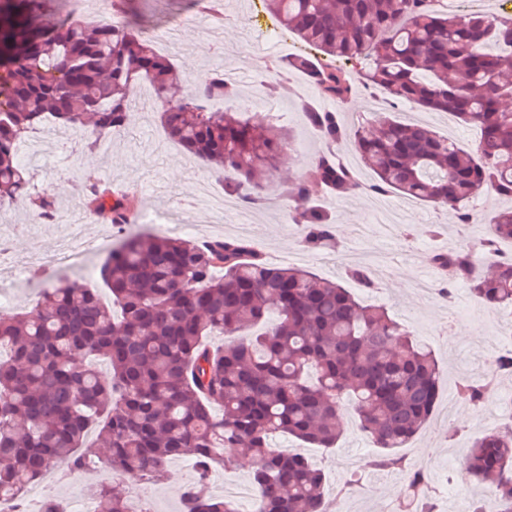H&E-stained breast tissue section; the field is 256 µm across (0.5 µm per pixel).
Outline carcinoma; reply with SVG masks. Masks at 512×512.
<instances>
[{
    "label": "carcinoma",
    "mask_w": 512,
    "mask_h": 512,
    "mask_svg": "<svg viewBox=\"0 0 512 512\" xmlns=\"http://www.w3.org/2000/svg\"><path fill=\"white\" fill-rule=\"evenodd\" d=\"M436 2L269 0L282 27L332 59L315 66L297 56L284 69L305 72L339 102L355 92L356 75L388 106L356 127L300 102L325 144L283 191L291 221L305 226L306 248L334 247L331 216L313 202L314 186L336 197L359 188L399 192L456 211L462 228L471 223L464 205L479 190L512 199V111L503 107L512 99V19L450 14ZM43 10L44 0H0V208L26 198L32 216L52 218L54 195H31L20 144L47 119L74 131L90 119L94 148L125 128L140 84L151 89L169 138L214 167L225 195L255 209L268 203L259 177L276 171L290 135L271 121L213 110L212 101L240 94L223 71L176 97L182 74L135 28H78L59 16L32 27L29 18ZM400 106L450 112L478 127L480 139L464 149L425 124L394 119ZM343 145L373 182H359L331 151ZM86 199L116 225L133 207L98 182L87 185ZM502 239H512V208L492 216L486 237L437 251L431 262L479 301L510 307L512 261L487 274L479 260ZM99 273L109 304L75 280L51 279L34 310L0 315V498H22L60 460L71 473L84 470L104 442L109 468L140 480L160 481L172 461L193 458L180 512H239L212 493L211 477L215 465L230 468L246 454L256 457L251 486L260 512H332L322 470L274 447L273 437L333 448L346 407L381 449L373 465L395 468L402 464L395 449L433 414L440 364L389 308L364 305L308 269L274 267L243 240L204 247L161 233L124 235ZM345 276L373 286L361 265ZM215 335L232 340L213 350L205 338ZM460 392L473 404L485 398L481 384L465 383ZM464 467L512 512V434L475 438ZM425 490L424 473H409L412 512H435ZM90 492L96 512H127L128 497L109 484Z\"/></svg>",
    "instance_id": "cac0c4a2"
}]
</instances>
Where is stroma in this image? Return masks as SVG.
I'll use <instances>...</instances> for the list:
<instances>
[{
	"instance_id": "1",
	"label": "stroma",
	"mask_w": 512,
	"mask_h": 512,
	"mask_svg": "<svg viewBox=\"0 0 512 512\" xmlns=\"http://www.w3.org/2000/svg\"><path fill=\"white\" fill-rule=\"evenodd\" d=\"M190 0H90L85 17L98 23L119 26L134 24L142 32L158 31L179 26L175 45H159L160 53L168 56L185 74L180 93L190 92L221 63L213 41L201 30L213 25L218 29V40L235 51L242 79L240 98L225 102L228 110L246 111L252 97L272 96L275 104L291 115L286 128L291 133L292 150L281 158L278 176L292 180L303 174L320 151L321 142L313 130L303 123L298 109L300 99H307L320 109L340 112L347 124L361 123L363 117L379 115L376 97L358 92L351 99L336 102L311 86L298 71L288 74L285 90L270 94L262 86L263 69L258 60L276 66L294 56H304L321 64L322 53L305 44L292 31L282 33L276 44L275 57H267L266 44L257 37L260 27L272 22L265 0H232L225 7L224 18L212 19L201 15L198 25L180 26V19L195 12ZM42 140L45 164L31 167L32 191L53 190L56 196V214L53 220L34 222L27 214L25 204H17L0 215V230L10 234L15 266H0V285L10 288L7 314L13 315L34 309L42 290V283L33 271L42 257L55 251L63 235L90 241L93 245L77 264L53 268L52 273L62 278L78 280L86 287L98 289L103 301L111 295L102 288L99 267L111 245L117 240V227L91 215L86 206L84 186L94 180L123 188L136 203L134 231H162L183 239L234 238L238 235L232 218L219 217L196 205L195 197L200 181L213 179V172L165 135L155 110L134 106L125 130L107 138L106 148L88 152L93 132L77 134L47 124L37 130ZM406 205L407 240H391L371 233L356 236L354 229L377 204ZM334 233V252H315L302 247V228L287 224L283 215L287 201H280L272 210H250L249 218L256 228L255 247L267 262L277 266L303 267L329 280H341L342 268L334 263L335 251L356 249L370 259H384L387 275L375 288H363L349 282V290L367 304L387 306L397 319L419 340L435 352L441 367L438 397L430 422L417 436L399 451L404 466L400 469H376L371 461L376 454L372 442L357 428L350 412H343L344 433L333 448H312L299 445L289 436L276 440L277 447L299 448L326 475L328 495L342 494L340 512H390L401 505V490L405 472L422 466L434 483L430 499L435 512H448L450 502L464 504L480 496L481 488L473 480H465L445 487L441 477L463 465V453L478 431L474 413L462 409L459 386L470 377H478L486 384V406H493L500 398L512 394V377L500 375L487 359L489 341L494 335L512 333V309L491 307L480 303L465 285L454 282L449 275L436 269L428 260L439 250L457 246L455 233L457 219L453 211L422 201L404 200L397 193L366 196L358 193L339 199H328ZM432 277L437 287H446L452 293V303H445L439 295L420 293L412 289L414 280ZM66 463L57 464L55 471L40 482L43 497H54L70 502L83 496L90 484L112 479L106 465L73 475L67 474ZM193 476L191 460L182 458L172 462L167 479L150 488V502L155 512H180L179 489ZM363 483L368 492L354 494V483Z\"/></svg>"
}]
</instances>
